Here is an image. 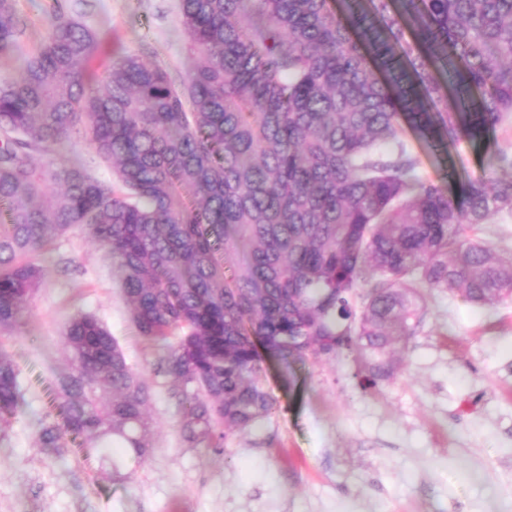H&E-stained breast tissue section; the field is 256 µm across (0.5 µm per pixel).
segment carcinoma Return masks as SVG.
Listing matches in <instances>:
<instances>
[{
    "instance_id": "carcinoma-1",
    "label": "carcinoma",
    "mask_w": 512,
    "mask_h": 512,
    "mask_svg": "<svg viewBox=\"0 0 512 512\" xmlns=\"http://www.w3.org/2000/svg\"><path fill=\"white\" fill-rule=\"evenodd\" d=\"M194 63L180 82L53 17L0 76V333L41 285L32 255L80 230L117 268L139 334L167 345L184 441L219 448L272 416L271 359L346 350L367 391L390 381L433 292L512 298V257L465 235L512 213V176L452 196L404 138L483 142L512 114V0H181ZM0 0V56L17 44ZM75 133L112 181L61 146ZM66 429L118 472L157 432L150 385L91 314L63 336ZM24 400L0 349V437ZM43 421L40 447H63Z\"/></svg>"
}]
</instances>
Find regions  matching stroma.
Returning a JSON list of instances; mask_svg holds the SVG:
<instances>
[{"label":"stroma","instance_id":"stroma-1","mask_svg":"<svg viewBox=\"0 0 512 512\" xmlns=\"http://www.w3.org/2000/svg\"><path fill=\"white\" fill-rule=\"evenodd\" d=\"M180 0H16L20 51L35 50L60 15L103 40L93 64L137 54L182 78L191 65ZM417 174L452 168V191L489 173L490 150L512 153V118L488 144L459 142L442 155L415 132ZM38 260L44 279L17 327L0 340L22 383L24 407L0 438V512H512V299L476 306L442 293L392 382L364 392L343 353L305 365H267L264 386L280 408L219 448L183 440L158 371L164 344L136 332L109 254L81 233ZM81 313L112 333L131 369L151 385L154 449L120 475L91 448L67 439L54 453L36 432L55 413L65 366L62 336Z\"/></svg>","mask_w":512,"mask_h":512}]
</instances>
